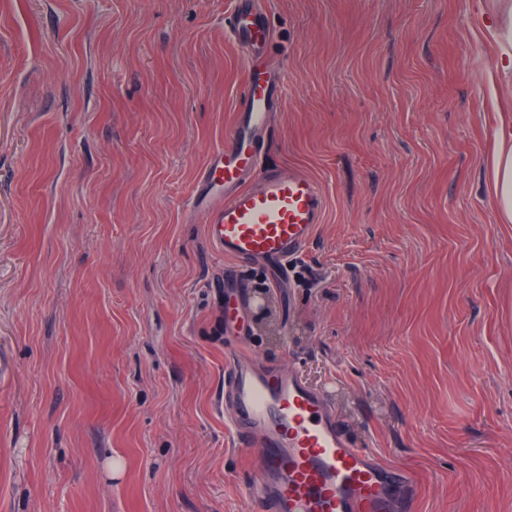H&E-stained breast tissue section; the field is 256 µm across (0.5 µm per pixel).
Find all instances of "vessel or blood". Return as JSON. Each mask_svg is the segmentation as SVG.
<instances>
[{
	"instance_id": "b4317fda",
	"label": "vessel or blood",
	"mask_w": 512,
	"mask_h": 512,
	"mask_svg": "<svg viewBox=\"0 0 512 512\" xmlns=\"http://www.w3.org/2000/svg\"><path fill=\"white\" fill-rule=\"evenodd\" d=\"M229 28L247 58L246 81L227 141L199 172L192 207L225 260L263 264L278 282L313 240L325 199L306 173L265 161L272 116L282 105L279 65L266 53L272 25L255 0H239ZM223 293L224 325L237 333L224 354V424L236 447L248 451L245 496L261 512H406L415 476L352 445L330 387L263 363L240 333L248 283L225 272Z\"/></svg>"
}]
</instances>
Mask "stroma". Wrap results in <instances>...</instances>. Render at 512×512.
I'll return each instance as SVG.
<instances>
[{"mask_svg":"<svg viewBox=\"0 0 512 512\" xmlns=\"http://www.w3.org/2000/svg\"><path fill=\"white\" fill-rule=\"evenodd\" d=\"M271 158L326 214L268 326L409 512H512V113L499 0H266ZM236 0H0V512H255L224 425L227 265L191 207ZM489 169V186L497 202L499 223L512 224V118L503 120Z\"/></svg>","mask_w":512,"mask_h":512,"instance_id":"35a3bbf8","label":"stroma"}]
</instances>
